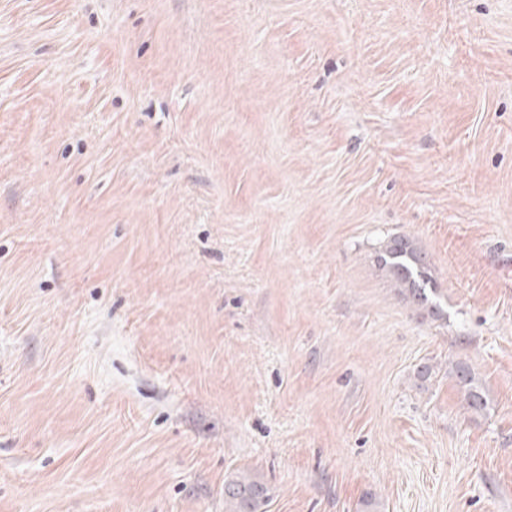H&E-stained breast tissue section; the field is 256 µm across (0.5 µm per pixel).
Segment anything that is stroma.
<instances>
[{
    "label": "stroma",
    "instance_id": "stroma-1",
    "mask_svg": "<svg viewBox=\"0 0 512 512\" xmlns=\"http://www.w3.org/2000/svg\"><path fill=\"white\" fill-rule=\"evenodd\" d=\"M239 476L512 512V0H0V512ZM378 266L402 289L409 302L424 308L432 316H440L441 308L434 299L433 277L425 253L404 236H394L376 255ZM455 374L459 385L464 390L468 407L474 411L484 410L487 406V399L482 388L475 382L471 371L467 367L457 364Z\"/></svg>",
    "mask_w": 512,
    "mask_h": 512
}]
</instances>
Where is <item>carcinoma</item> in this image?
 Returning <instances> with one entry per match:
<instances>
[{"mask_svg": "<svg viewBox=\"0 0 512 512\" xmlns=\"http://www.w3.org/2000/svg\"><path fill=\"white\" fill-rule=\"evenodd\" d=\"M376 262L412 305L426 309L433 316L441 314L440 305L434 299L431 267L425 253L413 240L404 236L388 239L377 253ZM455 374L468 407L474 411L484 410L487 399L471 371L458 364ZM266 498L267 489L257 481L243 478L224 484V501L234 505L230 512H259Z\"/></svg>", "mask_w": 512, "mask_h": 512, "instance_id": "1", "label": "carcinoma"}]
</instances>
